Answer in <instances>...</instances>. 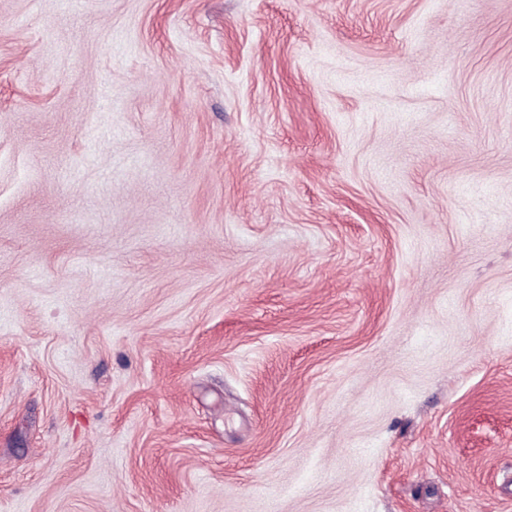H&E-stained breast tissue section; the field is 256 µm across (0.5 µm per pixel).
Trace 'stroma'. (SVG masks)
<instances>
[{
	"label": "stroma",
	"instance_id": "stroma-1",
	"mask_svg": "<svg viewBox=\"0 0 512 512\" xmlns=\"http://www.w3.org/2000/svg\"><path fill=\"white\" fill-rule=\"evenodd\" d=\"M0 512H512V0H0Z\"/></svg>",
	"mask_w": 512,
	"mask_h": 512
}]
</instances>
